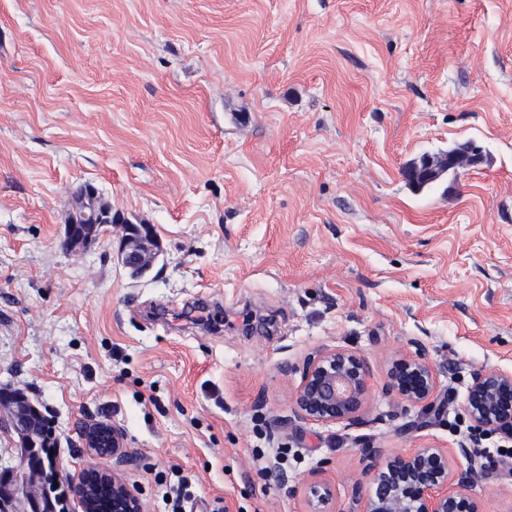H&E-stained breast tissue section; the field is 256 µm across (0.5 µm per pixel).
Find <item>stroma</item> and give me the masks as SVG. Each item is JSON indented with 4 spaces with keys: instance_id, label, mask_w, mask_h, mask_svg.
Returning <instances> with one entry per match:
<instances>
[{
    "instance_id": "obj_1",
    "label": "stroma",
    "mask_w": 512,
    "mask_h": 512,
    "mask_svg": "<svg viewBox=\"0 0 512 512\" xmlns=\"http://www.w3.org/2000/svg\"><path fill=\"white\" fill-rule=\"evenodd\" d=\"M466 140L481 165L409 189ZM82 184L121 221L72 249ZM129 223L157 239L139 275ZM319 347L369 362L360 424L278 428ZM419 347L424 409L385 389ZM481 367L512 372V0H0V388L68 480L94 420L145 512L177 472L194 512H303L280 465L352 512L365 443L464 445L483 512H512V454L465 409Z\"/></svg>"
}]
</instances>
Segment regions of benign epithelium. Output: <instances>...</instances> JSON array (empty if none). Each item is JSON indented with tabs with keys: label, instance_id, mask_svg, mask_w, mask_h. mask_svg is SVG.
Wrapping results in <instances>:
<instances>
[{
	"label": "benign epithelium",
	"instance_id": "7a95c632",
	"mask_svg": "<svg viewBox=\"0 0 512 512\" xmlns=\"http://www.w3.org/2000/svg\"><path fill=\"white\" fill-rule=\"evenodd\" d=\"M121 219L96 203V191L75 203L67 219L66 238L74 244L94 240L101 228ZM123 264L133 271L152 266L157 257L153 229L148 224L128 225L121 253ZM297 387L288 422L329 424L360 423V412L368 393L370 366L365 358L342 348H319L307 354L298 368ZM436 370L418 348L402 355L388 374V391L414 407H426L436 389ZM466 410L479 432L512 431V373L500 370L474 371L466 397ZM26 455L13 472L0 477V512H42L45 503L35 480L37 466L31 455L37 443L18 432ZM82 447L102 459L112 460V468L101 466L85 471L73 482V493L81 512H98L99 502L109 499L111 512H144L140 490L129 483L123 470L130 465L122 428L103 421L88 423L81 432ZM365 468L355 479L353 490L360 512H481L471 490L480 475L471 462L467 447L454 450L458 463L451 464L444 448H416L406 455L380 461L381 450L372 444L362 449ZM308 512H323L332 501L329 484L313 481L305 487ZM23 505L13 508L14 502Z\"/></svg>",
	"mask_w": 512,
	"mask_h": 512
}]
</instances>
